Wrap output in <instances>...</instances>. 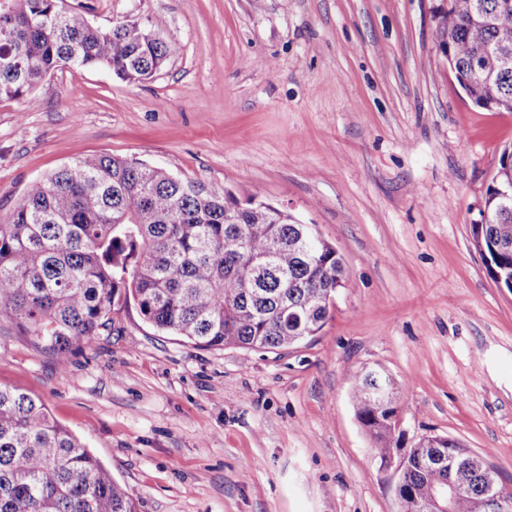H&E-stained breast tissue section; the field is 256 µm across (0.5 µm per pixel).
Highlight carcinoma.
I'll list each match as a JSON object with an SVG mask.
<instances>
[{
	"label": "carcinoma",
	"mask_w": 512,
	"mask_h": 512,
	"mask_svg": "<svg viewBox=\"0 0 512 512\" xmlns=\"http://www.w3.org/2000/svg\"><path fill=\"white\" fill-rule=\"evenodd\" d=\"M163 21L93 26L67 0H0V98L20 100L51 72L105 67L128 81L154 77L178 52L160 37ZM448 69L487 112L512 113V0H448L440 14ZM487 186L476 250L490 276L512 274V147L502 149ZM256 199L239 205L137 158L80 157L28 186L0 223V324H9L61 367L112 311L132 298L158 330L199 348H287L314 336L323 298L344 287L336 247ZM368 375H353L355 415L383 459L394 447L397 403L369 400ZM408 450L407 500L425 501L448 468ZM454 512H480L483 471L471 469ZM0 512H137L119 482L44 402L0 386Z\"/></svg>",
	"instance_id": "cac0c4a2"
}]
</instances>
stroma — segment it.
I'll return each mask as SVG.
<instances>
[{
  "instance_id": "1",
  "label": "stroma",
  "mask_w": 512,
  "mask_h": 512,
  "mask_svg": "<svg viewBox=\"0 0 512 512\" xmlns=\"http://www.w3.org/2000/svg\"><path fill=\"white\" fill-rule=\"evenodd\" d=\"M178 52L152 79L62 69L0 100V216L75 159L135 157L314 225L346 270L289 348L201 349L128 302L67 369L0 329V385L41 399L138 512H402L352 403L389 375L400 451L450 436L512 493V292L473 244L512 114L439 50L443 0H69Z\"/></svg>"
}]
</instances>
